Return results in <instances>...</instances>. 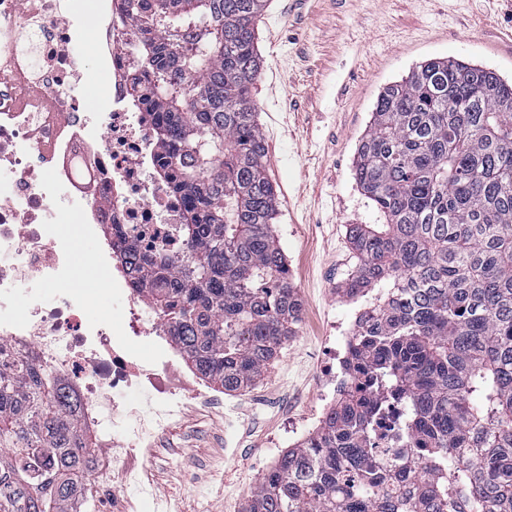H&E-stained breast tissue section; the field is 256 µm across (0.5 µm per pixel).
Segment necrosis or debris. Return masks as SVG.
Masks as SVG:
<instances>
[{
	"instance_id": "obj_1",
	"label": "necrosis or debris",
	"mask_w": 512,
	"mask_h": 512,
	"mask_svg": "<svg viewBox=\"0 0 512 512\" xmlns=\"http://www.w3.org/2000/svg\"><path fill=\"white\" fill-rule=\"evenodd\" d=\"M62 0H0V353L21 351L79 396V422L94 440L89 508L148 495L142 471L153 444L180 415L189 376L165 353L160 313L126 264L112 261L100 229L121 225L139 253L171 261L186 246L177 226L182 199L154 179L160 149L130 96L135 27L105 25L102 13L63 14ZM98 34L108 77L107 112L81 108L87 75L71 56L86 28ZM80 222L62 232L72 216ZM96 244L102 282L75 283L73 236ZM59 288L54 303L43 300ZM111 299L112 316L92 319L91 303ZM24 300L23 317L12 316ZM151 394L134 408L124 394Z\"/></svg>"
}]
</instances>
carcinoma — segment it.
<instances>
[{"label": "carcinoma", "mask_w": 512, "mask_h": 512, "mask_svg": "<svg viewBox=\"0 0 512 512\" xmlns=\"http://www.w3.org/2000/svg\"><path fill=\"white\" fill-rule=\"evenodd\" d=\"M119 0L137 25L134 105L183 199L188 254L117 247L191 369L227 392L258 379L298 322L272 220L252 89L266 0ZM354 179L383 218L352 224L350 296L387 292L357 326L350 379L282 454L245 512H512V83L433 58L388 85ZM79 397L29 356H0V512H78L91 436ZM390 421L401 451L379 460Z\"/></svg>", "instance_id": "cac0c4a2"}]
</instances>
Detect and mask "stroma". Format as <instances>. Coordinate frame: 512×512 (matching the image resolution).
Masks as SVG:
<instances>
[{"label": "stroma", "instance_id": "35a3bbf8", "mask_svg": "<svg viewBox=\"0 0 512 512\" xmlns=\"http://www.w3.org/2000/svg\"><path fill=\"white\" fill-rule=\"evenodd\" d=\"M263 67L253 90L276 190L278 237L303 309L295 333L250 387L220 412L187 402L160 435L144 478L169 512H243L289 425L317 428L319 373L367 298L346 295L355 262L352 224L377 214L353 176L357 144L378 95L419 63L455 58L512 79V10L504 0H267L256 29ZM98 39L73 48L90 81L84 107L105 104Z\"/></svg>", "mask_w": 512, "mask_h": 512}]
</instances>
